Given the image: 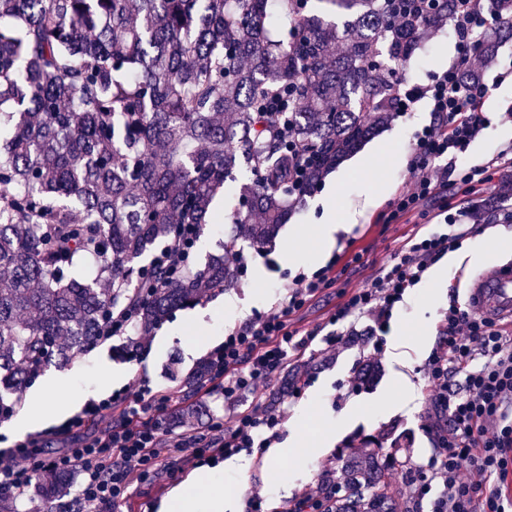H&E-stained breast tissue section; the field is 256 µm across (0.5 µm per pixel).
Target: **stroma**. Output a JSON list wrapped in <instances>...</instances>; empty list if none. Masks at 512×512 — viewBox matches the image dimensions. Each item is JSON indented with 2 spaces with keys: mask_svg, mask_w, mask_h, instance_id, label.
I'll return each mask as SVG.
<instances>
[{
  "mask_svg": "<svg viewBox=\"0 0 512 512\" xmlns=\"http://www.w3.org/2000/svg\"><path fill=\"white\" fill-rule=\"evenodd\" d=\"M455 58V37L451 26L426 37L414 56L407 78L412 82L427 79L430 72L447 68ZM512 68V41H503L494 62L487 67V77ZM484 110L490 122L463 156L466 164L491 159L500 150L512 148V80L491 86ZM429 121L425 105L414 112L395 118L374 135L369 147L378 148L379 156L359 169L339 165L337 175H326L312 196L304 199L283 225L272 247L265 252L244 248L245 268L238 283L231 288H212L203 292L194 305L170 313L149 337L148 343L132 345L118 339L97 346L91 352L76 356L65 370L45 369V376H60L62 384L57 401L62 418L81 411L92 398L107 396L124 384L143 377L153 389L181 390L186 411L173 419L174 432L204 428L212 416L223 414L221 402L194 395L192 387L183 383L184 375L224 340L225 328L241 324L256 311L275 306L284 294L286 282L298 273V266L289 264L288 251L310 254L314 247L313 231L321 223L325 206L340 214L352 215L347 233L341 234L330 253L335 259L338 280L291 318L293 328L305 332L322 323L346 292L365 285L378 276L403 242L422 229L440 207L449 201L460 208L463 223H470L474 206L481 205L494 212L490 221L475 225V234L491 228H502L506 235L501 247L505 256L491 263V270H512V223L499 216L502 207L512 208V199L502 200L489 193H465L449 186L446 198L426 201L420 212L396 224L381 223L388 204L407 187L408 164L412 134ZM238 203L235 184H227L224 193L212 203V224L204 237L207 246H196L194 266H203L210 256L223 253L229 232L235 226L231 211ZM479 265H461L450 279L437 282L423 280L405 295L393 310L391 325H403V336L387 333L384 352L374 355L376 342L366 322H359L354 332L357 341L337 353H322L290 363L289 369L302 377L305 386L298 398L292 399L288 416L280 430L282 442H289L297 427H305L306 437H313L318 427H326L331 437L323 448L311 455L285 457L279 464L282 487L269 482L267 457L249 453V466L240 472L221 461L223 481L211 488L212 495L223 501L224 512H245L246 493L251 484L264 483L274 506L288 507L303 492L315 486L324 464L336 454L337 448L355 436H366L382 426H394L407 446L410 458L423 463L433 451L432 434L427 430L425 410L430 402L425 392L424 363L441 335L443 315L450 302L466 304L465 277L482 273ZM206 321L211 335L201 340L198 323ZM373 363L375 374L364 385L357 382V370L364 363ZM121 372L113 382L110 372ZM161 478L158 486H137L129 499L112 505L110 512H165V505L179 484L205 477L209 469L180 470L172 456L159 462Z\"/></svg>",
  "mask_w": 512,
  "mask_h": 512,
  "instance_id": "stroma-1",
  "label": "stroma"
}]
</instances>
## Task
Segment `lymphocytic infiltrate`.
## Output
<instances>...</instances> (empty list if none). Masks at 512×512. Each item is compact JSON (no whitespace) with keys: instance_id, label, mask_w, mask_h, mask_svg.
<instances>
[{"instance_id":"f902f5d3","label":"lymphocytic infiltrate","mask_w":512,"mask_h":512,"mask_svg":"<svg viewBox=\"0 0 512 512\" xmlns=\"http://www.w3.org/2000/svg\"><path fill=\"white\" fill-rule=\"evenodd\" d=\"M498 22L489 0H460L452 23L454 61L427 82H399L397 114L406 115L423 101L431 121L413 135L408 187L389 203L382 223L419 211L446 182L468 191L490 188L501 168L512 167V150L482 164H457L488 123L483 106L490 86L472 71L482 54V34ZM435 218L441 231L408 238L378 277L346 294L323 327L301 335L291 329L290 317L335 284L329 266L295 275L278 305L225 331L223 344L205 357L209 377L201 386L204 395L222 401L224 414L204 430L172 433L171 421L183 408L179 394L154 390L143 379L90 400L59 426L62 434L87 428L92 434L57 455L40 456L37 435L1 448L0 489L23 494L39 474L75 473L81 478L78 498L84 512H108L128 498L131 486L158 482L157 463L165 452L176 453L181 468L193 470L246 449L271 447L287 413L249 402V395L288 363L336 349L346 340L344 327L359 320H369L372 333H386L390 314L406 291L422 281L439 256L459 249L472 233L447 206H440ZM198 238L193 225L176 226L172 243L153 256L150 269L164 270L171 281L188 275ZM425 370L434 393L430 427L442 435L427 464L406 471L410 500L428 504L430 512H512V496L505 491L512 478V336L472 309L449 304ZM453 373L463 374V392L449 388Z\"/></svg>"}]
</instances>
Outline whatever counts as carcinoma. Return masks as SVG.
Here are the masks:
<instances>
[{"label":"carcinoma","mask_w":512,"mask_h":512,"mask_svg":"<svg viewBox=\"0 0 512 512\" xmlns=\"http://www.w3.org/2000/svg\"><path fill=\"white\" fill-rule=\"evenodd\" d=\"M0 0V408L29 363L64 367L94 349L107 311L139 303L147 333L198 288L237 284L210 259L139 302L140 268L177 224L205 231L240 179L234 223L260 249L288 223V169L308 158L305 194L394 119L398 80L428 18L408 0ZM483 57L512 39V0ZM110 280L119 289L104 288ZM393 430L338 452L321 478L336 512H408ZM72 476L44 474L38 512H71Z\"/></svg>","instance_id":"obj_1"}]
</instances>
